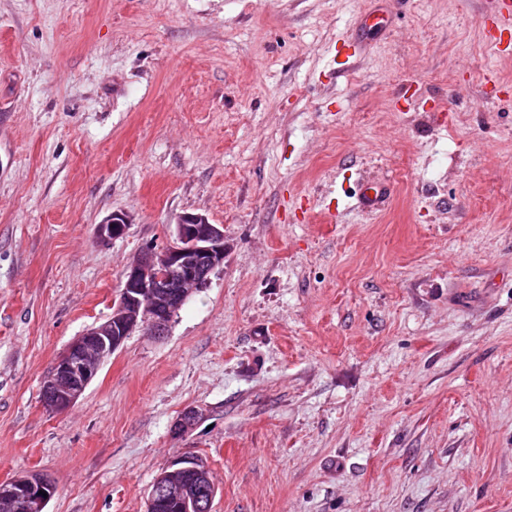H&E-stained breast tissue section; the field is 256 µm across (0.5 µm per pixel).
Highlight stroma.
<instances>
[{"label":"stroma","mask_w":512,"mask_h":512,"mask_svg":"<svg viewBox=\"0 0 512 512\" xmlns=\"http://www.w3.org/2000/svg\"><path fill=\"white\" fill-rule=\"evenodd\" d=\"M488 9L0 0V479L48 475L47 512H145L185 455L212 512H512V56ZM363 179L382 210L344 206ZM184 213L223 225V268L47 412L46 372ZM132 223V217L126 212H114L98 226V234L104 240L122 237Z\"/></svg>","instance_id":"1"}]
</instances>
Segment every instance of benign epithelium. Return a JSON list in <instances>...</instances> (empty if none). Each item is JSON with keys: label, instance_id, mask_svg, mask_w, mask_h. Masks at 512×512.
I'll return each instance as SVG.
<instances>
[{"label": "benign epithelium", "instance_id": "benign-epithelium-1", "mask_svg": "<svg viewBox=\"0 0 512 512\" xmlns=\"http://www.w3.org/2000/svg\"><path fill=\"white\" fill-rule=\"evenodd\" d=\"M131 223L130 214L114 212L98 225V234L104 240L120 238ZM228 249L224 225L211 223L203 214L178 216L171 244L144 250L126 265L110 316L71 342L53 363L42 383L43 407L52 413L72 407L101 364L134 331L164 335L176 311L224 266ZM200 417L199 410H186L175 422L174 434H188ZM56 492L47 477L30 472L0 482V503L9 512H45ZM216 493L202 458L179 457L154 479L146 512H159L169 504L183 512H211Z\"/></svg>", "mask_w": 512, "mask_h": 512}]
</instances>
